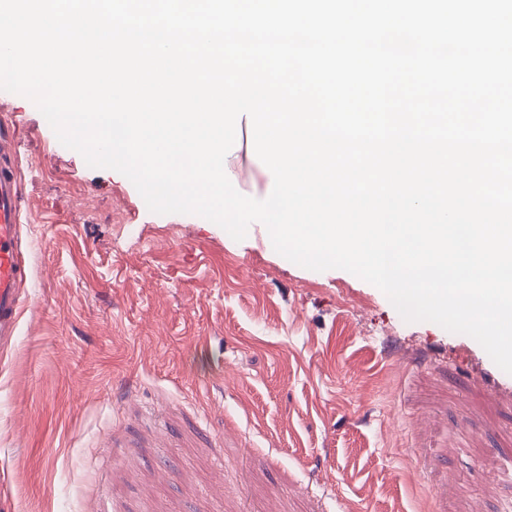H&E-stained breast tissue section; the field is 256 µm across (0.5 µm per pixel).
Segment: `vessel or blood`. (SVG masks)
<instances>
[{"label": "vessel or blood", "instance_id": "vessel-or-blood-1", "mask_svg": "<svg viewBox=\"0 0 512 512\" xmlns=\"http://www.w3.org/2000/svg\"><path fill=\"white\" fill-rule=\"evenodd\" d=\"M19 182L12 143L0 136V341L15 336L23 312L21 288L25 271L21 264Z\"/></svg>", "mask_w": 512, "mask_h": 512}]
</instances>
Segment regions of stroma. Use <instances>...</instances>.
<instances>
[{"instance_id": "obj_1", "label": "stroma", "mask_w": 512, "mask_h": 512, "mask_svg": "<svg viewBox=\"0 0 512 512\" xmlns=\"http://www.w3.org/2000/svg\"><path fill=\"white\" fill-rule=\"evenodd\" d=\"M27 282L0 354L12 512H499L512 375L377 287L149 211L10 94ZM249 121L239 193L273 189ZM494 456V470L478 461Z\"/></svg>"}]
</instances>
